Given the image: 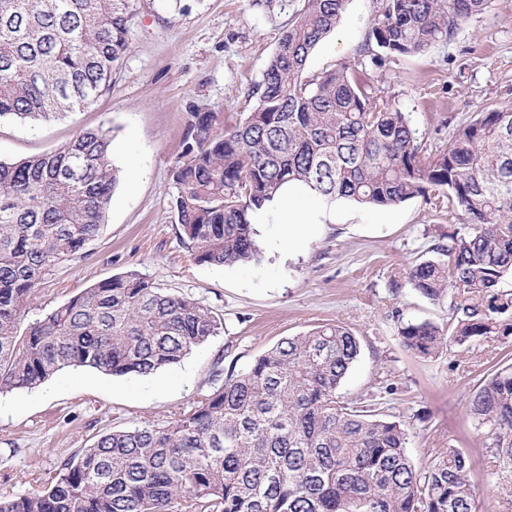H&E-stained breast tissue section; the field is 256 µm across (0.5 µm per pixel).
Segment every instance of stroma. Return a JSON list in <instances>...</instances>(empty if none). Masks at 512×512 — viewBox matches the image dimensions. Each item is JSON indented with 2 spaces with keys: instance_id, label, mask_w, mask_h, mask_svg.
<instances>
[{
  "instance_id": "1",
  "label": "stroma",
  "mask_w": 512,
  "mask_h": 512,
  "mask_svg": "<svg viewBox=\"0 0 512 512\" xmlns=\"http://www.w3.org/2000/svg\"><path fill=\"white\" fill-rule=\"evenodd\" d=\"M291 10L254 0H141L130 49L110 90L92 105L51 121H0V161L53 151L85 129L111 132L120 181L88 258L70 262L31 296L26 321L43 319L81 289L133 271L165 291L195 300L224 321L220 332L180 363L131 384L86 367L57 372L31 390L0 394V498L36 492L60 465L101 433L156 423L190 409L212 389L216 364L245 370L281 339L341 322L361 353L339 392L350 400L382 394L383 411L409 427L407 452L427 469L435 448L469 458L479 512H499L500 481L464 402L478 380L512 364V337L478 340L422 359L398 338L407 322L447 326L449 302H431L405 272L447 241V212L419 197L389 208L330 205L300 196L324 213L297 251L281 254L283 227L261 220L260 264L216 268L194 263L180 242L171 200L172 169L193 111L246 117L249 95L287 28ZM376 0H350L336 31L313 51L308 73L362 64L384 100L405 112L427 149L446 144L459 124L486 107L512 106V0H491L455 40L377 68L361 56Z\"/></svg>"
}]
</instances>
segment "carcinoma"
Segmentation results:
<instances>
[{"label": "carcinoma", "mask_w": 512, "mask_h": 512, "mask_svg": "<svg viewBox=\"0 0 512 512\" xmlns=\"http://www.w3.org/2000/svg\"><path fill=\"white\" fill-rule=\"evenodd\" d=\"M349 0H303L251 96L247 117L192 112L172 169L175 223L198 265L257 263L256 217L285 184L325 204L388 208L445 193L459 227L407 283L436 303L455 292L450 324L408 322L402 346L432 358L453 346L512 336V107L484 108L424 158L406 114L371 78L342 63L306 72ZM365 52L415 55L452 42L488 0H376ZM139 0H0V120L48 121L95 102L129 50ZM117 183L112 137L0 162V393L35 388L69 366L151 374L223 327L208 307L134 271L83 289L24 321L40 284L90 255ZM341 323L283 339L244 371L216 367L212 391L158 423L102 433L36 493L0 512H478L467 456L436 448L415 468L408 430L376 396L338 390L360 355ZM465 407L488 463L512 495V367L496 370Z\"/></svg>", "instance_id": "carcinoma-1"}]
</instances>
